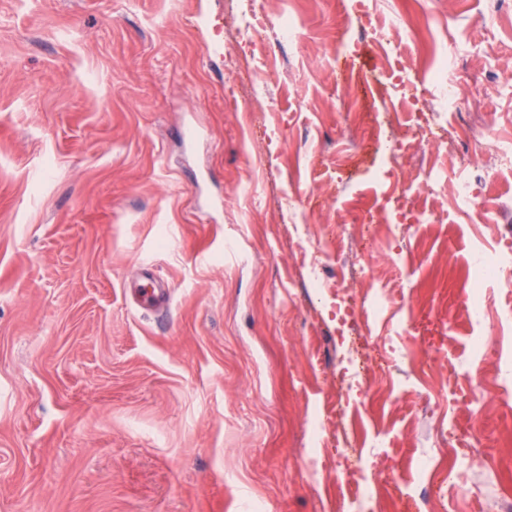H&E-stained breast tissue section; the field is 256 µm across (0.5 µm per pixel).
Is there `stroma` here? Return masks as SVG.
Here are the masks:
<instances>
[{"label": "stroma", "instance_id": "obj_1", "mask_svg": "<svg viewBox=\"0 0 512 512\" xmlns=\"http://www.w3.org/2000/svg\"><path fill=\"white\" fill-rule=\"evenodd\" d=\"M251 0H0V512H351L334 482L336 375L354 336L402 346L390 378L369 373L353 419L381 448L353 461L367 512H400L386 471L416 495L445 489L413 476L418 459L454 470V512L512 502V358L472 353L463 276L475 239L512 230V57L505 0H377L400 17L408 87L426 86L442 50L482 82L459 142L398 149L413 112L385 79L393 51L360 46L362 89L336 90V59L357 37L354 0H268L297 39L251 57L238 32ZM425 100L436 87L426 86ZM401 170L418 205L363 235L336 209L380 207ZM483 176L487 219L454 222L441 170ZM319 241L325 287L311 288L303 248ZM150 261L168 284L163 313L128 282ZM385 289L383 312L350 332L337 284ZM444 332L460 386L425 367L408 311ZM484 432L457 460V428Z\"/></svg>", "mask_w": 512, "mask_h": 512}]
</instances>
